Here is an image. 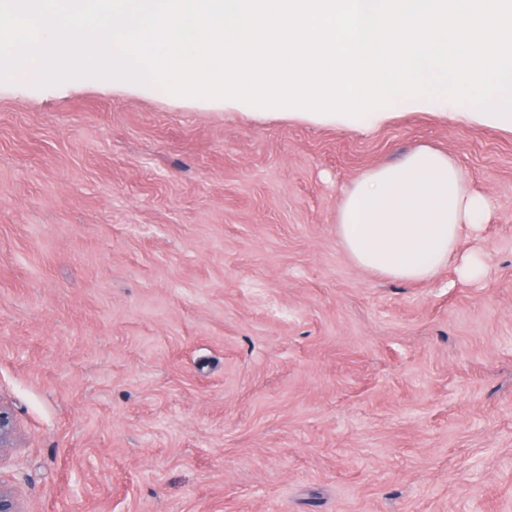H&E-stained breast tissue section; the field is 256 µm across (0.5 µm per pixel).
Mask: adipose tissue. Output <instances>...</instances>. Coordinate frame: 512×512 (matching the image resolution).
I'll use <instances>...</instances> for the list:
<instances>
[{
  "mask_svg": "<svg viewBox=\"0 0 512 512\" xmlns=\"http://www.w3.org/2000/svg\"><path fill=\"white\" fill-rule=\"evenodd\" d=\"M490 203L468 192L447 154L418 147L374 168L344 195L337 234L354 264L382 277L426 281L456 254L460 232Z\"/></svg>",
  "mask_w": 512,
  "mask_h": 512,
  "instance_id": "ef3b65f1",
  "label": "adipose tissue"
}]
</instances>
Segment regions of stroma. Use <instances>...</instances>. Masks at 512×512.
I'll list each match as a JSON object with an SVG mask.
<instances>
[{
  "instance_id": "1",
  "label": "stroma",
  "mask_w": 512,
  "mask_h": 512,
  "mask_svg": "<svg viewBox=\"0 0 512 512\" xmlns=\"http://www.w3.org/2000/svg\"><path fill=\"white\" fill-rule=\"evenodd\" d=\"M389 112L0 81L15 512H512V131ZM422 145L491 201L477 279H383L338 239L346 191Z\"/></svg>"
}]
</instances>
